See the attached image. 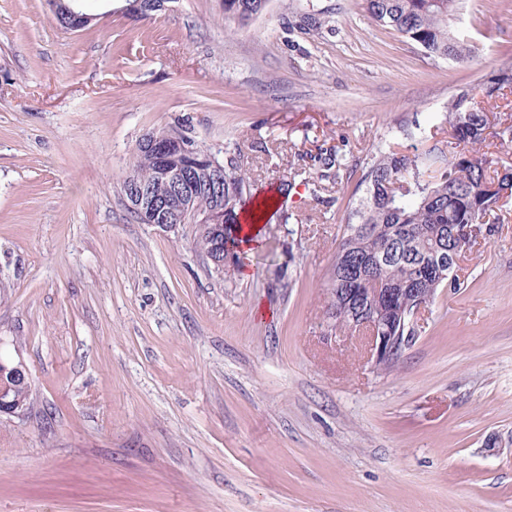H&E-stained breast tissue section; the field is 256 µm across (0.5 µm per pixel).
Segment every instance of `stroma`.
I'll return each mask as SVG.
<instances>
[{
  "label": "stroma",
  "instance_id": "35a3bbf8",
  "mask_svg": "<svg viewBox=\"0 0 512 512\" xmlns=\"http://www.w3.org/2000/svg\"><path fill=\"white\" fill-rule=\"evenodd\" d=\"M0 0V356L35 403L0 415V512H512V204L389 369L336 336L327 280L367 155L512 67V0H460L470 60L427 56L364 0H224L147 19ZM241 147L255 189L296 187L243 270L194 228L135 221L138 142ZM351 172L311 196L320 150ZM500 451L484 446L489 436ZM267 0H224V14L237 20L239 23H246L266 8Z\"/></svg>",
  "mask_w": 512,
  "mask_h": 512
}]
</instances>
